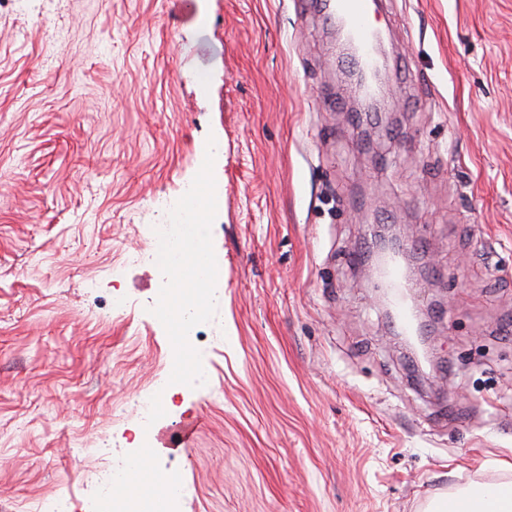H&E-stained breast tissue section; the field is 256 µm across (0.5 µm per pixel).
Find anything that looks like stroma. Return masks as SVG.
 Wrapping results in <instances>:
<instances>
[{"mask_svg": "<svg viewBox=\"0 0 512 512\" xmlns=\"http://www.w3.org/2000/svg\"><path fill=\"white\" fill-rule=\"evenodd\" d=\"M386 8L389 106L362 124L305 0H0V512L94 494L103 441L182 473L173 512H426L512 483V0ZM187 183L223 280L209 381L141 429L117 409L173 375L170 280L123 260ZM384 219L431 378L364 268Z\"/></svg>", "mask_w": 512, "mask_h": 512, "instance_id": "1", "label": "stroma"}]
</instances>
